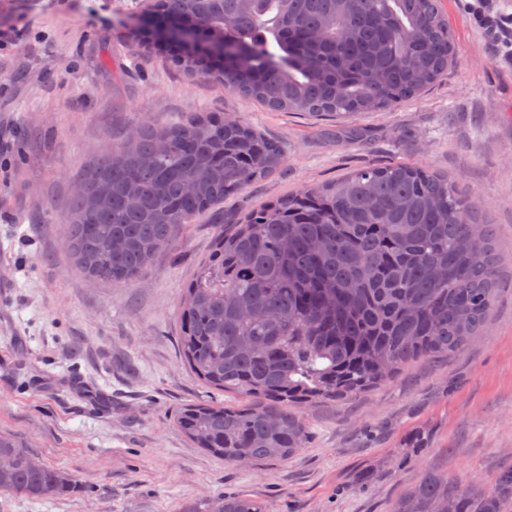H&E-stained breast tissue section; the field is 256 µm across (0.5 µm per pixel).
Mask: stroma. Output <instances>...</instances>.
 <instances>
[{"instance_id": "1", "label": "stroma", "mask_w": 512, "mask_h": 512, "mask_svg": "<svg viewBox=\"0 0 512 512\" xmlns=\"http://www.w3.org/2000/svg\"><path fill=\"white\" fill-rule=\"evenodd\" d=\"M447 77L354 119L274 112L188 76L136 35L140 0H0V437L73 478L65 496L0 493V512H186L219 496L267 512H391L432 470L467 483L512 467V57L462 0ZM219 114L286 148L275 175L186 225L129 284L80 273L65 245L89 164L146 123ZM413 162L459 180L505 257L490 332L352 397L307 406L305 448L229 465L174 424L216 399L178 349L179 301L214 227L359 168Z\"/></svg>"}]
</instances>
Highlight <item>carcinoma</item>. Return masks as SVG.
<instances>
[{
    "label": "carcinoma",
    "mask_w": 512,
    "mask_h": 512,
    "mask_svg": "<svg viewBox=\"0 0 512 512\" xmlns=\"http://www.w3.org/2000/svg\"><path fill=\"white\" fill-rule=\"evenodd\" d=\"M224 47L190 72L274 111L355 116L408 100L448 74L455 44L438 0H154ZM281 146L244 121L200 115L146 125L101 156L74 194L67 243L103 284L138 280L180 228L279 172ZM454 180L417 164L359 169L218 224L179 307L178 346L208 389L174 419L231 464L284 461L304 447L300 409L357 395L486 334L499 291L494 225ZM72 480L0 439V492L64 496ZM187 512H266L238 496ZM393 512H512V469L461 485L427 471Z\"/></svg>",
    "instance_id": "cac0c4a2"
}]
</instances>
